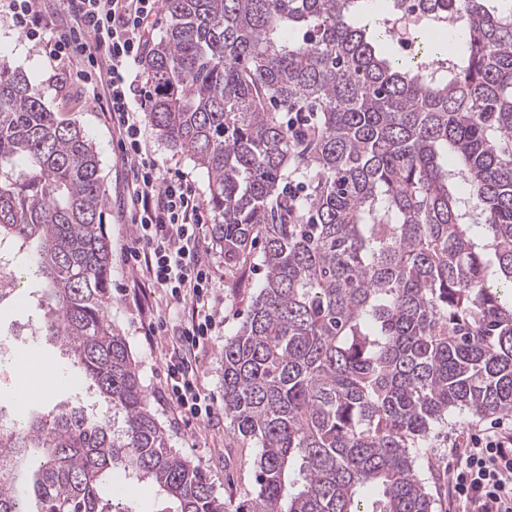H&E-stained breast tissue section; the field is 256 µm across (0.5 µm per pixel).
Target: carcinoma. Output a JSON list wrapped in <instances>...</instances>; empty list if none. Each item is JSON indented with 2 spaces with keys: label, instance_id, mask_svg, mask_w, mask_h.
Here are the masks:
<instances>
[{
  "label": "carcinoma",
  "instance_id": "obj_1",
  "mask_svg": "<svg viewBox=\"0 0 512 512\" xmlns=\"http://www.w3.org/2000/svg\"><path fill=\"white\" fill-rule=\"evenodd\" d=\"M367 2L166 0L144 64L152 126L207 175L224 262L263 246L221 350L224 417L258 448L238 503L173 451L112 326L93 142L0 65V302L39 279L37 336L99 403L0 424V512H137L121 474L159 512H434V429L512 415V0H423L457 25L417 30L418 61L383 54L386 26L355 20ZM122 484L127 486L128 491L134 493L138 510L140 512H156L159 509V495L149 484L130 482L122 478Z\"/></svg>",
  "mask_w": 512,
  "mask_h": 512
}]
</instances>
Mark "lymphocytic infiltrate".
<instances>
[{
    "mask_svg": "<svg viewBox=\"0 0 512 512\" xmlns=\"http://www.w3.org/2000/svg\"><path fill=\"white\" fill-rule=\"evenodd\" d=\"M73 23L52 38L41 0H0V9L26 38L50 42L61 62L78 58L83 80L108 112L131 171V222L135 245L130 257L139 276L189 303L178 332L185 348L211 336L221 311L213 301L212 272L200 244L204 237L202 201L187 178L161 170L141 140L143 114L152 98L140 69L160 0H62ZM168 394L181 413L197 420L214 408L202 394L185 359L169 367ZM464 451L448 473L456 512H512V427L501 422L478 427L463 439Z\"/></svg>",
    "mask_w": 512,
    "mask_h": 512,
    "instance_id": "obj_1",
    "label": "lymphocytic infiltrate"
}]
</instances>
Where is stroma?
I'll return each instance as SVG.
<instances>
[{
    "instance_id": "35a3bbf8",
    "label": "stroma",
    "mask_w": 512,
    "mask_h": 512,
    "mask_svg": "<svg viewBox=\"0 0 512 512\" xmlns=\"http://www.w3.org/2000/svg\"><path fill=\"white\" fill-rule=\"evenodd\" d=\"M0 62L27 75L46 107L84 130L97 148L108 199L103 222L112 248L109 285L112 323L127 340L151 407L166 430L170 445L182 457L205 468L218 497L236 501L250 498L257 450L253 441L241 436L224 417L220 350L225 337L234 335L240 328L264 279L259 253H252L245 264L230 266L211 242L203 244L202 256L216 273V299L224 304L223 325L199 349L196 359L199 387L211 397L215 413L205 421L183 417L168 398L167 361L178 340L176 326L188 306L174 301L162 289L141 286L133 275L128 251L133 243L134 227L126 214L130 205L127 196L130 173L108 115L96 107L91 90L78 79L79 60L64 63L60 72H53L44 46L29 41L1 18ZM143 134L159 167L165 171H183L195 184L201 200H208L207 177L191 156L172 148L151 124H144Z\"/></svg>"
}]
</instances>
